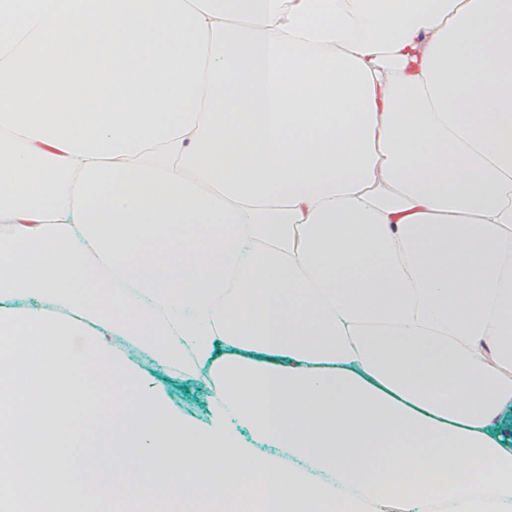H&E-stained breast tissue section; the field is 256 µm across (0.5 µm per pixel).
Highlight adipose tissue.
Instances as JSON below:
<instances>
[{"mask_svg": "<svg viewBox=\"0 0 512 512\" xmlns=\"http://www.w3.org/2000/svg\"><path fill=\"white\" fill-rule=\"evenodd\" d=\"M34 3L0 0V129L40 117L0 138V347L41 369L0 401L93 413L155 512H512V0ZM106 336L192 351L208 429Z\"/></svg>", "mask_w": 512, "mask_h": 512, "instance_id": "obj_1", "label": "adipose tissue"}]
</instances>
